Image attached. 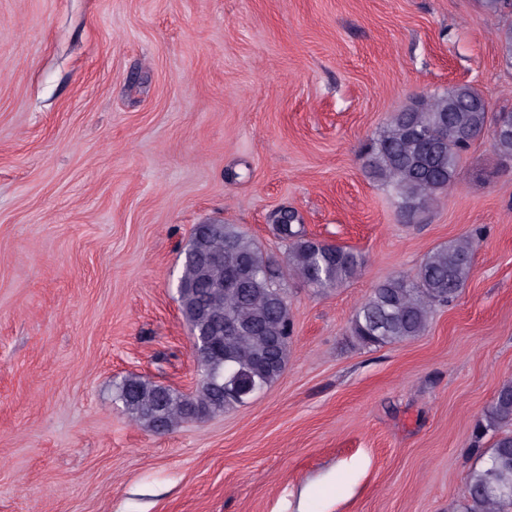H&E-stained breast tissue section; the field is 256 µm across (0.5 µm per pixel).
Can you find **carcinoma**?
I'll return each instance as SVG.
<instances>
[{
  "mask_svg": "<svg viewBox=\"0 0 512 512\" xmlns=\"http://www.w3.org/2000/svg\"><path fill=\"white\" fill-rule=\"evenodd\" d=\"M496 155L512 159V111L489 115L482 96L469 85L422 98L394 113L364 150L368 178L391 188L405 222H417L437 197L455 183L461 153L486 128ZM296 216L278 225L288 243L284 265L275 264L232 224H199L186 253L178 284L182 313L193 338L199 375L193 394L128 376L116 397L125 411L150 430H172L184 421L222 414L245 398L228 393L237 373L264 389L282 375L293 334L283 283L294 275L319 290L354 278L362 258L354 250L316 241L293 229ZM469 238L430 251L415 274L377 285L355 308L352 335L364 346L380 347L422 335L432 311L455 301L472 271ZM512 381L504 382L480 425L492 434L484 464L469 472L462 512H512Z\"/></svg>",
  "mask_w": 512,
  "mask_h": 512,
  "instance_id": "cac0c4a2",
  "label": "carcinoma"
}]
</instances>
